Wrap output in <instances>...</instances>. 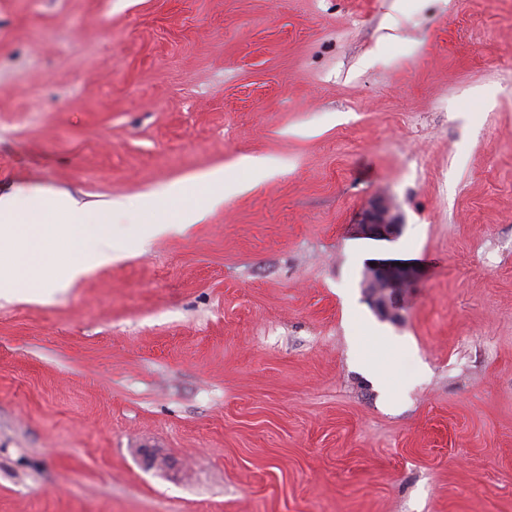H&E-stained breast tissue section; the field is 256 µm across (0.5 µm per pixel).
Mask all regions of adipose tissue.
<instances>
[{
  "label": "adipose tissue",
  "instance_id": "1",
  "mask_svg": "<svg viewBox=\"0 0 512 512\" xmlns=\"http://www.w3.org/2000/svg\"><path fill=\"white\" fill-rule=\"evenodd\" d=\"M244 166L250 169V179L225 181L222 172L202 175L208 185L219 186L220 191L210 199L218 206L227 197L242 194L271 176L278 167L268 158H247ZM121 202L92 210L66 194L46 201L38 195L13 193L0 195V272H10L17 281H48L54 246L45 233L44 217H53L59 236L69 256L65 279L75 281L92 268L112 263L117 246L112 237V215L120 211ZM21 241V250H13V241Z\"/></svg>",
  "mask_w": 512,
  "mask_h": 512
}]
</instances>
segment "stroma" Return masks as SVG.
I'll return each instance as SVG.
<instances>
[{"label":"stroma","instance_id":"stroma-1","mask_svg":"<svg viewBox=\"0 0 512 512\" xmlns=\"http://www.w3.org/2000/svg\"><path fill=\"white\" fill-rule=\"evenodd\" d=\"M57 191L124 252L0 298V512H512V0H0V194ZM243 165L249 168L252 173L251 178L245 181L226 183V181H224L223 172L221 171H214L197 177L199 181L207 185L221 187V191L217 194H213L211 197L210 206H218L229 196L249 191L253 186L271 176L278 168L277 162L268 158H244ZM359 224L374 237L386 238L399 234L402 227L398 216L392 213L383 199L373 200L361 214ZM204 216L205 213L203 209H183L176 213L174 219L171 222L149 224L141 240V246L146 245L153 237L166 233L169 230L176 229L177 231L182 232L190 225L200 222ZM374 262L376 265L368 267V288L377 310L383 315H388L392 300L415 280L417 271L412 264L395 259ZM397 262L408 264V267L397 266Z\"/></svg>","mask_w":512,"mask_h":512}]
</instances>
